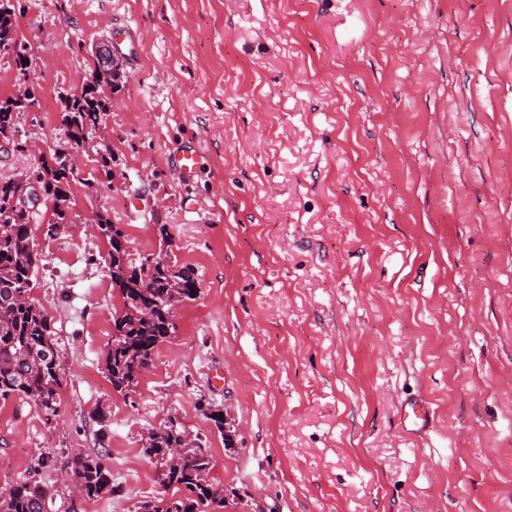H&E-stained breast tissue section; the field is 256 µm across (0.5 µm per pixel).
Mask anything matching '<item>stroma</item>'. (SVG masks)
<instances>
[{
  "instance_id": "1",
  "label": "stroma",
  "mask_w": 512,
  "mask_h": 512,
  "mask_svg": "<svg viewBox=\"0 0 512 512\" xmlns=\"http://www.w3.org/2000/svg\"><path fill=\"white\" fill-rule=\"evenodd\" d=\"M20 4L38 65L17 138L39 149L0 157V179L63 144L61 93L100 42L125 66L70 223L38 235L61 405L0 406V494L46 455L48 512H134L159 491L141 437L175 415L224 512H512V0ZM101 216L199 277L130 396L105 369L120 298ZM421 396L416 436L400 411ZM77 451L117 494L71 493Z\"/></svg>"
}]
</instances>
